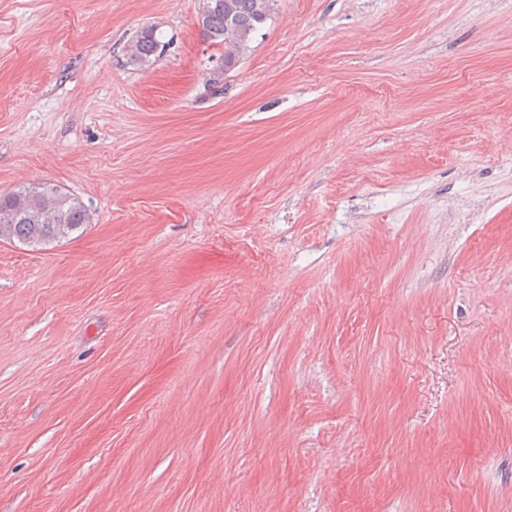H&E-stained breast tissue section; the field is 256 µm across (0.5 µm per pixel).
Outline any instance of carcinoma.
Masks as SVG:
<instances>
[{"instance_id": "carcinoma-1", "label": "carcinoma", "mask_w": 512, "mask_h": 512, "mask_svg": "<svg viewBox=\"0 0 512 512\" xmlns=\"http://www.w3.org/2000/svg\"><path fill=\"white\" fill-rule=\"evenodd\" d=\"M276 0H208L209 8L199 16L203 35L224 47V69L211 73L209 87L222 89L226 72L232 70L254 36L271 19ZM168 43L157 29L139 32L127 48V63L147 67L159 60ZM90 223L82 203L60 187L33 183L0 196V240L36 247L58 242Z\"/></svg>"}]
</instances>
